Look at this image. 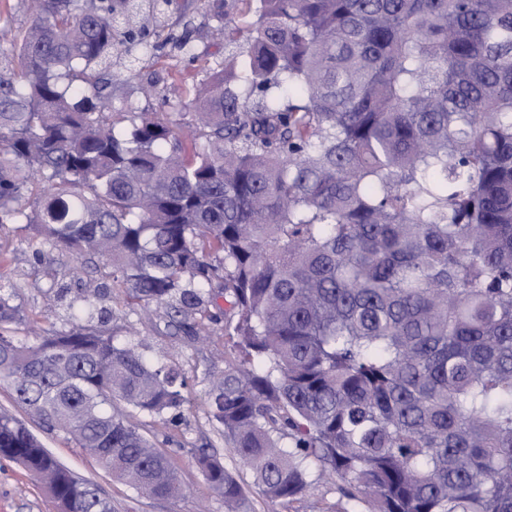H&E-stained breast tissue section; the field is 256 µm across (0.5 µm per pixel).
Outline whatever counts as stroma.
Returning a JSON list of instances; mask_svg holds the SVG:
<instances>
[{"instance_id": "stroma-1", "label": "stroma", "mask_w": 512, "mask_h": 512, "mask_svg": "<svg viewBox=\"0 0 512 512\" xmlns=\"http://www.w3.org/2000/svg\"><path fill=\"white\" fill-rule=\"evenodd\" d=\"M38 11L37 0H0V29L9 31L8 37L0 38V56L14 55V36L24 32ZM195 45L198 58L193 62L167 45L147 55L122 58L111 68L113 106L128 103L140 112H164L170 102L186 99L192 84L215 62V48L208 39H196ZM30 234L23 224L0 227V275L15 289V302L23 317L17 329L21 337L33 327L44 331L68 327L69 313L57 298L56 283L63 281L77 289L94 287L99 281L98 274L84 271L81 259L60 248L49 249L42 261H35L28 245ZM108 306L112 310L110 326L118 330L123 341L138 345L147 358L163 359L188 380L184 420L179 426H165L139 414L133 418L144 434L170 453L185 487L183 496L174 500L149 498L113 481L69 436L42 431L3 382L0 408L37 434L74 474L96 484L111 500L113 512H224L223 500L208 489L190 452L191 446L203 443L210 444L222 457L226 470L243 483L245 512H342L346 508V498L332 481L315 482L309 494L285 507L267 500L234 450L227 447L204 402L210 380L224 371L223 322L207 323L199 338L191 340L171 334L163 321L148 320L142 311L132 310L120 286H113ZM0 512H57V508L44 485L23 466L0 460Z\"/></svg>"}]
</instances>
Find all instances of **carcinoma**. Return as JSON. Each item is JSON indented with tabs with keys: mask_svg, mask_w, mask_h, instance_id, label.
Here are the masks:
<instances>
[{
	"mask_svg": "<svg viewBox=\"0 0 512 512\" xmlns=\"http://www.w3.org/2000/svg\"><path fill=\"white\" fill-rule=\"evenodd\" d=\"M236 51L179 111L112 106L121 45L196 57L173 0H43L0 58V224L108 269L71 326L21 339L0 283V381L138 494L176 499L172 457L128 420L182 412L173 367L102 328L112 283L195 336L224 298L237 356L209 417L286 505L336 479L364 512H512V0H247ZM35 195L31 209L26 195ZM98 314V322L82 314ZM0 457L59 512H112L9 411ZM225 512L243 486L193 449Z\"/></svg>",
	"mask_w": 512,
	"mask_h": 512,
	"instance_id": "obj_1",
	"label": "carcinoma"
}]
</instances>
